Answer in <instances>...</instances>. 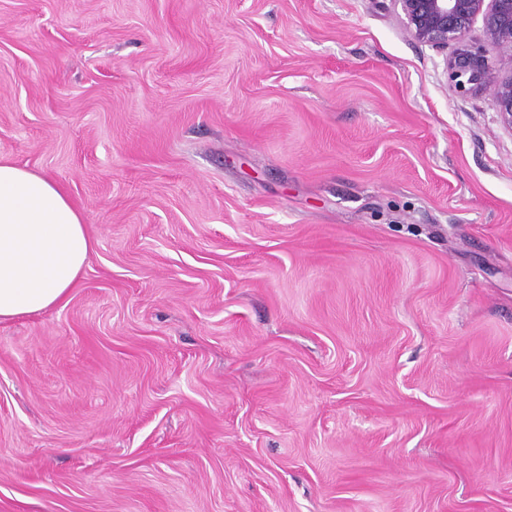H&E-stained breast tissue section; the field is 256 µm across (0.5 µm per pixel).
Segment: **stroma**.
<instances>
[{
  "label": "stroma",
  "instance_id": "35a3bbf8",
  "mask_svg": "<svg viewBox=\"0 0 512 512\" xmlns=\"http://www.w3.org/2000/svg\"><path fill=\"white\" fill-rule=\"evenodd\" d=\"M0 156L94 243L0 512H512V130L389 0H0Z\"/></svg>",
  "mask_w": 512,
  "mask_h": 512
}]
</instances>
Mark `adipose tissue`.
<instances>
[{
	"instance_id": "adipose-tissue-1",
	"label": "adipose tissue",
	"mask_w": 512,
	"mask_h": 512,
	"mask_svg": "<svg viewBox=\"0 0 512 512\" xmlns=\"http://www.w3.org/2000/svg\"><path fill=\"white\" fill-rule=\"evenodd\" d=\"M93 247L60 184L0 159V322L60 305Z\"/></svg>"
}]
</instances>
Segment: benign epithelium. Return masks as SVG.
Instances as JSON below:
<instances>
[{
  "label": "benign epithelium",
  "mask_w": 512,
  "mask_h": 512,
  "mask_svg": "<svg viewBox=\"0 0 512 512\" xmlns=\"http://www.w3.org/2000/svg\"><path fill=\"white\" fill-rule=\"evenodd\" d=\"M407 35L436 50L451 49L444 70L461 96H491L512 129V0H390ZM482 20L483 38L471 32ZM509 60V67L502 65Z\"/></svg>",
  "instance_id": "benign-epithelium-1"
}]
</instances>
